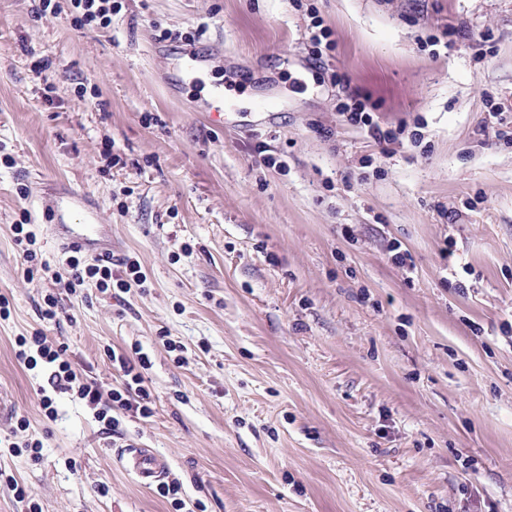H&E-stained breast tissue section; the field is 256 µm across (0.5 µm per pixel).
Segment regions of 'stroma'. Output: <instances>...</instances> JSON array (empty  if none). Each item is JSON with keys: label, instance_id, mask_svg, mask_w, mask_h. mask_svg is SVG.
<instances>
[{"label": "stroma", "instance_id": "35a3bbf8", "mask_svg": "<svg viewBox=\"0 0 512 512\" xmlns=\"http://www.w3.org/2000/svg\"><path fill=\"white\" fill-rule=\"evenodd\" d=\"M120 2L86 33L0 0V436L43 444L0 447V472L42 512H173L132 444L188 512H512V0ZM457 23L480 43L431 45ZM353 90L396 140L345 122ZM58 181L143 287L24 275L15 225L60 254ZM38 330L105 394L108 350L146 353L151 416L112 435L59 393L47 419L15 357ZM124 454L127 455V464L130 470L144 485H149L165 475L166 462L155 453L128 446L124 450Z\"/></svg>", "mask_w": 512, "mask_h": 512}]
</instances>
